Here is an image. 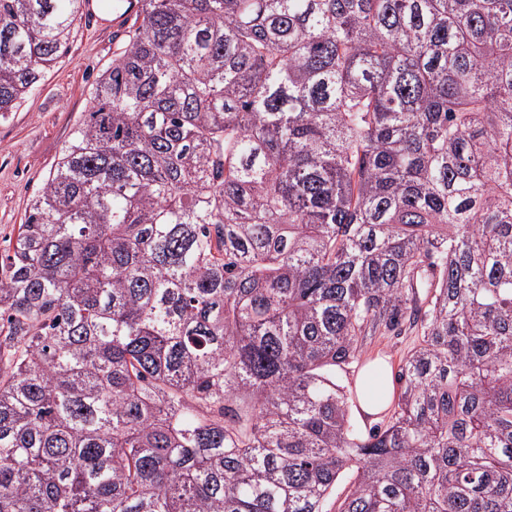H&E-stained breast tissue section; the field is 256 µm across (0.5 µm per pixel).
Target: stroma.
<instances>
[{"label":"stroma","mask_w":512,"mask_h":512,"mask_svg":"<svg viewBox=\"0 0 512 512\" xmlns=\"http://www.w3.org/2000/svg\"><path fill=\"white\" fill-rule=\"evenodd\" d=\"M129 42L111 0H85L68 51L18 109L0 118V254L12 247L31 200L90 106L93 85Z\"/></svg>","instance_id":"1"}]
</instances>
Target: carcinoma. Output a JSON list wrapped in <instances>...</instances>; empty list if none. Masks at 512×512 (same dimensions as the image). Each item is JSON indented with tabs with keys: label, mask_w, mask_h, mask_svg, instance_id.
<instances>
[{
	"label": "carcinoma",
	"mask_w": 512,
	"mask_h": 512,
	"mask_svg": "<svg viewBox=\"0 0 512 512\" xmlns=\"http://www.w3.org/2000/svg\"><path fill=\"white\" fill-rule=\"evenodd\" d=\"M81 2L0 0L1 117ZM132 27L0 256V512H512V0ZM416 341L417 338L414 334H407V336H376L371 344H368L361 360L371 357L386 360V365L390 370L391 383L395 385V391H397V385L393 381L394 375L398 370L400 360L414 346Z\"/></svg>",
	"instance_id": "1"
}]
</instances>
